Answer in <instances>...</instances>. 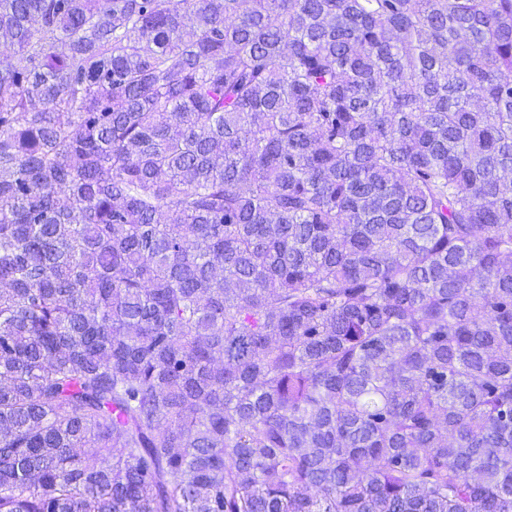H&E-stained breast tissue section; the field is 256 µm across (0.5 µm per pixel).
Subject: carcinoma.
<instances>
[{"label": "carcinoma", "instance_id": "cac0c4a2", "mask_svg": "<svg viewBox=\"0 0 512 512\" xmlns=\"http://www.w3.org/2000/svg\"><path fill=\"white\" fill-rule=\"evenodd\" d=\"M0 33V512H512V0Z\"/></svg>", "mask_w": 512, "mask_h": 512}]
</instances>
